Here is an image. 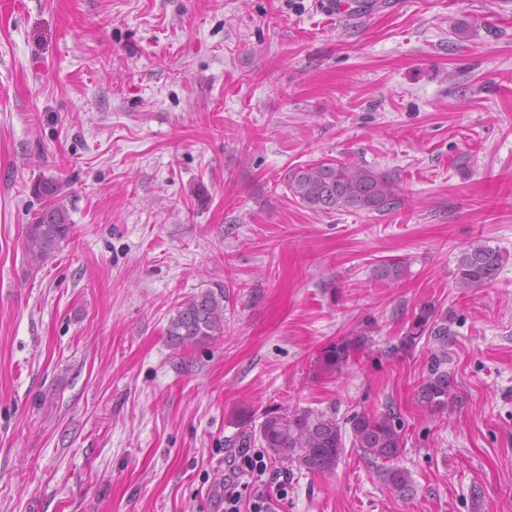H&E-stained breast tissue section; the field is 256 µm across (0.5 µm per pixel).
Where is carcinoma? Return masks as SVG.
Instances as JSON below:
<instances>
[{"label":"carcinoma","mask_w":512,"mask_h":512,"mask_svg":"<svg viewBox=\"0 0 512 512\" xmlns=\"http://www.w3.org/2000/svg\"><path fill=\"white\" fill-rule=\"evenodd\" d=\"M288 190L303 207L316 213L336 211L386 214L402 203L399 185L389 176L363 166L314 161L294 167L285 175ZM33 194L42 200L27 226L24 238L25 254L34 265L43 266L57 256L67 241L72 224L67 208L59 201L58 181L42 177L33 185ZM506 257L499 250L474 241L458 257L455 284L464 290L486 288L495 282ZM397 262H385L376 267L374 277L382 282L401 276ZM445 341L448 317L425 308L414 318L401 347L412 346L425 332ZM168 336L177 347L212 340L224 333V287L193 295L177 308L167 327ZM364 337H344L324 350L320 364L328 371H339L362 347ZM447 353L434 356L428 375L418 391L421 402L430 409L448 405L452 381L443 369ZM352 447L359 448L371 461L380 463L384 482L396 493L410 491L408 472L397 465L403 448L401 423L395 413L361 412L347 420ZM273 458L311 474H326L334 470L345 450L343 427L332 410L301 409L285 413L269 412L259 425L258 440Z\"/></svg>","instance_id":"cac0c4a2"}]
</instances>
